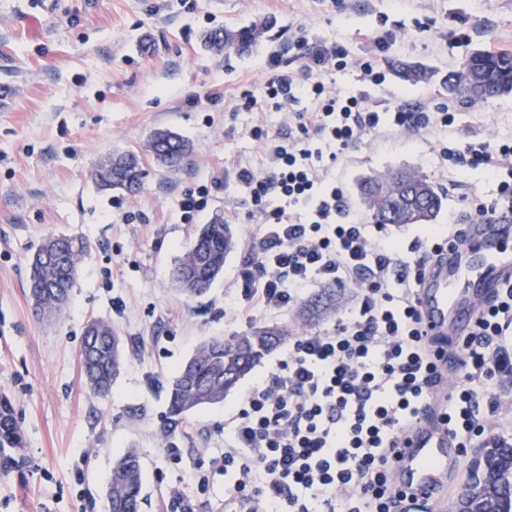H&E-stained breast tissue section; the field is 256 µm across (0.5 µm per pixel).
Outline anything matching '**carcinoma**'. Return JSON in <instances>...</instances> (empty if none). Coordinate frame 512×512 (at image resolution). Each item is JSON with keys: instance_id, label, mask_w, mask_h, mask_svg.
Masks as SVG:
<instances>
[{"instance_id": "cac0c4a2", "label": "carcinoma", "mask_w": 512, "mask_h": 512, "mask_svg": "<svg viewBox=\"0 0 512 512\" xmlns=\"http://www.w3.org/2000/svg\"><path fill=\"white\" fill-rule=\"evenodd\" d=\"M271 25L256 20L244 27L212 30L204 45L217 53L246 54L269 40ZM405 82L426 83L433 77L428 67L410 61L392 63ZM448 95L465 103L487 102L512 93V49L472 52L448 74ZM145 150L169 172L180 170L191 151L190 143L169 129H155ZM144 172L138 156L120 153L100 163L92 172L97 188L127 195L139 193ZM363 203L375 224H430L443 206V195L429 179L407 172L386 177L369 176L359 185ZM236 242L230 225L214 219L203 225L190 247L175 262L172 282L189 297H200L224 269L226 256ZM91 243L82 235H49L34 254L28 272V295L37 315L58 314L69 303L79 273V263ZM301 306L302 317L320 321L336 311L343 293L334 290L318 294ZM289 334L286 327L266 323L253 325L241 336L214 338L202 342L182 365L167 388V413L160 435L172 440L181 432L187 414L224 397L275 350ZM84 385L90 396H108L124 366L123 342L103 320L90 321L80 348ZM25 434L10 398L0 393V468H10L25 448ZM509 448L494 447L477 459L462 496L474 512H512V457ZM109 512H141L142 462L136 448L127 449L112 467Z\"/></svg>"}]
</instances>
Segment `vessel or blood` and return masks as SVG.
<instances>
[{"label": "vessel or blood", "mask_w": 512, "mask_h": 512, "mask_svg": "<svg viewBox=\"0 0 512 512\" xmlns=\"http://www.w3.org/2000/svg\"><path fill=\"white\" fill-rule=\"evenodd\" d=\"M463 234V244L444 249L416 290V305L437 364L456 370L461 357L452 352V345L466 340L482 311L512 280V210L497 211L487 224L465 225ZM462 456L441 410L428 403L389 465L399 490L406 494L402 506L445 512Z\"/></svg>", "instance_id": "1"}]
</instances>
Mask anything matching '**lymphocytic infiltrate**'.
Returning a JSON list of instances; mask_svg holds the SVG:
<instances>
[{
  "label": "lymphocytic infiltrate",
  "mask_w": 512,
  "mask_h": 512,
  "mask_svg": "<svg viewBox=\"0 0 512 512\" xmlns=\"http://www.w3.org/2000/svg\"><path fill=\"white\" fill-rule=\"evenodd\" d=\"M375 54L358 58L341 45L297 36L300 68L269 61L263 97L249 88L232 111H287L275 137L262 127L266 171L236 164L235 179L249 192L256 225L254 254L239 271L240 296L266 311L293 306L316 284L347 286L354 302L332 329L296 337L284 359L250 388L233 422V435L214 457L230 476L229 491L246 512H394L395 490L386 463L401 432L418 417L441 378L415 302L425 270L441 242L462 243L467 224L487 223L512 207V140L441 142L450 171L485 167L493 196L472 194L465 215L408 247L373 234L352 219L343 187L329 176L339 155L370 136L450 127L456 106L425 103L377 107L365 93L345 94L323 79L355 68L364 84H381L383 34ZM311 108H302V101ZM465 382L448 394L444 421L460 447L495 417L491 388L512 374V282L487 308L461 347Z\"/></svg>",
  "instance_id": "f902f5d3"
}]
</instances>
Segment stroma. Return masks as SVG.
<instances>
[{"instance_id": "obj_1", "label": "stroma", "mask_w": 512, "mask_h": 512, "mask_svg": "<svg viewBox=\"0 0 512 512\" xmlns=\"http://www.w3.org/2000/svg\"><path fill=\"white\" fill-rule=\"evenodd\" d=\"M271 21V39L253 53L213 54L204 33ZM394 37L379 54L380 85L365 86L353 69L329 74L338 89L366 91L373 103L447 101L442 80L477 49H512V0H0V389L8 392L25 432V459L0 471V512H106L115 459L138 449L142 512H167L174 489L193 486L198 512H240L223 472L210 466L252 378L283 358L279 346L223 402L190 413L170 456L159 437L166 387L201 342L245 333L252 322L291 326L295 335L322 332L297 308L226 310L238 294L239 267L252 253L256 226L248 195L234 178L238 160L260 161L250 137L256 123L278 132L281 112H233L243 85L261 90L267 58L287 50L292 34L341 42L353 55L374 53L369 34ZM434 68L430 82L411 85L391 63ZM169 128L193 146L172 174L144 158L143 190L134 196L97 189L90 173L101 160L139 151L151 131ZM512 139V94L463 104L447 132L392 133L366 140L332 172L352 215L366 220L359 181L407 170L443 193L437 217L463 210L471 190L491 194L483 169L451 177L439 158L442 140ZM210 188L199 219L185 221L180 201ZM225 217L238 239L223 272L200 298L177 294L171 271L201 225ZM82 235L92 247L80 264L70 305L34 316L28 265L47 235ZM109 322L125 343V364L104 399L89 396L79 350L86 325Z\"/></svg>"}]
</instances>
